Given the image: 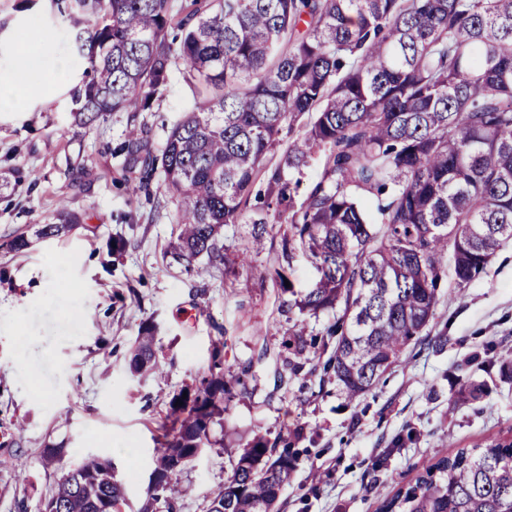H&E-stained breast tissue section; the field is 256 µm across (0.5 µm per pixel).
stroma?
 Instances as JSON below:
<instances>
[{"instance_id":"obj_1","label":"stroma","mask_w":512,"mask_h":512,"mask_svg":"<svg viewBox=\"0 0 512 512\" xmlns=\"http://www.w3.org/2000/svg\"><path fill=\"white\" fill-rule=\"evenodd\" d=\"M33 22L53 36L74 73L50 103L0 113V512H42L63 474L85 456L111 459L124 486L119 512L147 502L155 448L169 401L215 371L234 375L210 443L179 472L173 507L204 512L253 439L290 449L296 470L277 512H380L439 458L512 441V243L469 283L446 269L434 316L376 386L348 400L324 370L335 346V311L308 316L291 306L275 274L285 222L268 225L261 252L240 261L251 224L224 226L227 264L205 274L172 259L176 206L162 180L132 193L120 152L131 128L147 125L150 149L194 105L173 74L148 112H114L74 126L71 91L85 63L51 0H0V24ZM82 224L36 238L60 205ZM30 238L13 252L6 242ZM151 325L160 374L128 369L136 336ZM220 358H213V350ZM481 387L473 400L461 390Z\"/></svg>"}]
</instances>
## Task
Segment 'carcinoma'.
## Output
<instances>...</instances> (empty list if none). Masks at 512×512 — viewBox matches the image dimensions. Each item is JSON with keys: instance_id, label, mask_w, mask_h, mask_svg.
<instances>
[{"instance_id": "1", "label": "carcinoma", "mask_w": 512, "mask_h": 512, "mask_svg": "<svg viewBox=\"0 0 512 512\" xmlns=\"http://www.w3.org/2000/svg\"><path fill=\"white\" fill-rule=\"evenodd\" d=\"M53 2L87 61L72 93L80 125L151 111L171 62L181 63L194 108L158 156L148 127L129 132L127 156L141 160L132 191L161 175L176 203L173 257L189 266L225 262L221 228L242 222L250 198L259 206L242 255L262 246L269 218L285 217L276 275L286 279L298 253L315 263L314 286L284 291L311 316L341 308L327 369L349 397L369 391L427 326L448 252L468 283L512 241V0H192L181 18L172 0ZM305 115L304 132L281 147L284 125ZM314 161L301 193L291 174ZM79 223L63 206L36 236ZM130 368L158 370L149 325ZM227 386L217 374L171 400L170 438L155 449L167 498L180 493L171 450L197 458ZM104 462L89 455L68 471L53 512H110L123 486ZM293 472L292 455L257 439L207 512H273ZM382 509L512 512V442L442 458Z\"/></svg>"}]
</instances>
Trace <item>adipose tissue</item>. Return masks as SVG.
Wrapping results in <instances>:
<instances>
[{
	"instance_id": "adipose-tissue-1",
	"label": "adipose tissue",
	"mask_w": 512,
	"mask_h": 512,
	"mask_svg": "<svg viewBox=\"0 0 512 512\" xmlns=\"http://www.w3.org/2000/svg\"><path fill=\"white\" fill-rule=\"evenodd\" d=\"M49 41L48 32L37 24L28 25L22 38L11 39L10 62L0 75V112L25 111L32 100L69 75V58H46Z\"/></svg>"
}]
</instances>
